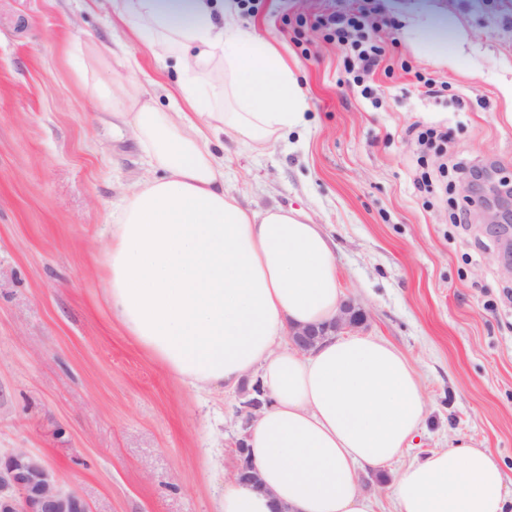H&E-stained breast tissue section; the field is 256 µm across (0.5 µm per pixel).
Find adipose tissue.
Here are the masks:
<instances>
[{
    "label": "adipose tissue",
    "mask_w": 512,
    "mask_h": 512,
    "mask_svg": "<svg viewBox=\"0 0 512 512\" xmlns=\"http://www.w3.org/2000/svg\"><path fill=\"white\" fill-rule=\"evenodd\" d=\"M114 20L162 47L181 75L161 112L128 95L114 118L148 150L150 174L112 226L109 299L128 332L189 385L233 387L259 373L270 397L247 439L267 493L224 484L221 512H375L360 473L403 454L427 413L407 358L363 336L302 353L294 327L339 311L333 239L301 208L243 205L224 182L213 136L264 145L305 122V99L278 50L237 0H108ZM453 63L464 38L447 15L416 7L405 29ZM222 83L205 86L212 68ZM222 110H215L216 99ZM396 512H505L501 466L470 444L431 453L390 484Z\"/></svg>",
    "instance_id": "obj_1"
}]
</instances>
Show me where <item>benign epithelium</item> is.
Instances as JSON below:
<instances>
[{
	"label": "benign epithelium",
	"instance_id": "1",
	"mask_svg": "<svg viewBox=\"0 0 512 512\" xmlns=\"http://www.w3.org/2000/svg\"><path fill=\"white\" fill-rule=\"evenodd\" d=\"M367 312L351 301L342 303L336 318L317 326L295 328L289 334L294 346L308 352L324 341L367 321ZM263 391L254 384L238 411L242 430H247L264 401L259 399ZM237 467L233 476L258 491L265 490L259 469L253 463L245 439L235 443ZM0 512H91L88 505L75 493L57 486L50 466L42 459L22 450L0 459Z\"/></svg>",
	"mask_w": 512,
	"mask_h": 512
}]
</instances>
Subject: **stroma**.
I'll return each mask as SVG.
<instances>
[{
  "label": "stroma",
  "mask_w": 512,
  "mask_h": 512,
  "mask_svg": "<svg viewBox=\"0 0 512 512\" xmlns=\"http://www.w3.org/2000/svg\"><path fill=\"white\" fill-rule=\"evenodd\" d=\"M414 0H380L386 65L364 98L319 30L295 26L324 0H257L244 24L296 73L305 126L262 147L225 140L224 181L247 205L304 208L336 243L339 286L364 308L360 336L409 360L427 396L410 448L360 474L377 512L406 466L456 443L488 449L512 480V271L461 176L424 196L446 161L512 182V0H433L466 41L444 65L407 41ZM98 0H0V454L45 460L92 512H218L237 464V412L252 378L195 389L115 317L108 247L127 191L149 165L112 127L124 69ZM139 86L171 111L179 75L137 40ZM447 82L423 94L420 77ZM432 127L447 153L421 151ZM468 209L467 223L453 212Z\"/></svg>",
  "instance_id": "obj_1"
}]
</instances>
